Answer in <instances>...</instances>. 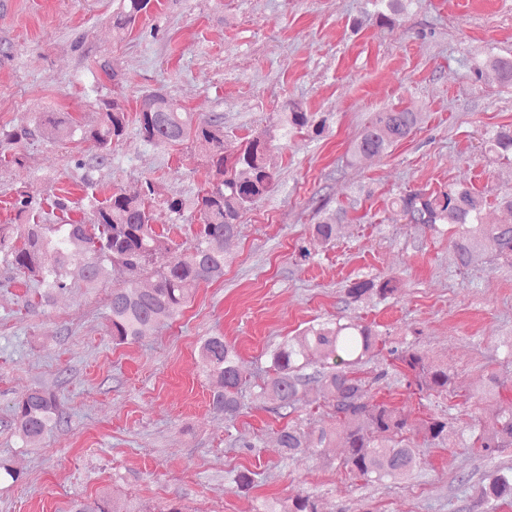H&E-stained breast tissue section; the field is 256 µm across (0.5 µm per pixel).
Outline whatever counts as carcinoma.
Returning <instances> with one entry per match:
<instances>
[{"label": "carcinoma", "instance_id": "1", "mask_svg": "<svg viewBox=\"0 0 512 512\" xmlns=\"http://www.w3.org/2000/svg\"><path fill=\"white\" fill-rule=\"evenodd\" d=\"M156 0H118L112 14V29L127 31L150 14ZM418 0H368L371 17L381 28H390L396 19L409 13ZM492 69L503 87H512V56L489 54L470 66L474 78ZM327 119L311 121L297 108L284 113L281 136L295 129L323 132ZM135 124L143 141L155 145L189 142L206 158L217 182L197 196L194 208L199 214L198 229L192 244L182 249L154 224L150 202L154 185L146 180L133 190L118 188L100 200L87 196L91 224H0V263L14 269L25 281L41 287L40 303L48 305L54 294L69 288L68 271L81 265L83 278L93 285L106 264L124 271L136 281L152 278L149 288L131 285L112 291L108 331L112 342L123 344L144 337L151 324L171 323L202 283L224 277V243L234 238L243 214L266 196L275 183L269 138L259 133L237 151H224V115L195 116L162 92L141 96L135 113L117 103H103L94 125L83 128L55 113L45 114L44 124L61 138L76 131L92 140L97 148L95 164L112 163L111 146L122 139L130 124ZM420 123V113L391 108L373 113L352 147V159L381 156L407 138ZM487 153L499 160L512 161V127L485 131ZM496 205L509 219L502 224L484 222L488 196L465 183H454L432 191H406L395 197V213L405 223L435 234H448L458 265L467 267L477 252H489L495 259L512 265V193L495 198ZM17 217H37L41 203L21 192L13 202ZM345 217L339 212L311 227L306 244L299 245L302 257L311 256V247L336 239L337 223ZM22 245H16L17 240ZM398 288L393 278L354 279L346 285L341 302L349 305L367 297L386 298ZM388 349L397 362L408 387L423 396L450 394L455 378L448 368L428 361L417 342L401 341L387 346V339L373 325L355 320L319 322L301 335L279 343L270 351V373L260 395L274 397L272 411L286 418L303 403L307 387L321 386L315 402L331 409V421L308 431L290 425L277 432L284 455L293 458L316 448H330L340 440L346 448L343 466L354 476L371 482L398 481L415 468L417 445L451 446L461 439L452 422L443 417L408 421L399 408L385 401H372L366 385L354 367L370 361ZM198 363L205 375L216 381L218 390L212 405L234 424L242 414V385L245 373L239 365L238 351L222 336H209L200 344ZM494 427L476 437L483 455L491 457L512 448V400L493 415ZM64 420L55 394L32 388L14 405L10 426L26 447L35 444ZM256 473L236 471L231 483L241 492L253 488ZM512 499V469L497 470L477 485V506L495 512V502ZM71 512H117L110 508L107 494L75 504ZM259 512H319L317 501L297 494L274 498L261 504Z\"/></svg>", "mask_w": 512, "mask_h": 512}]
</instances>
